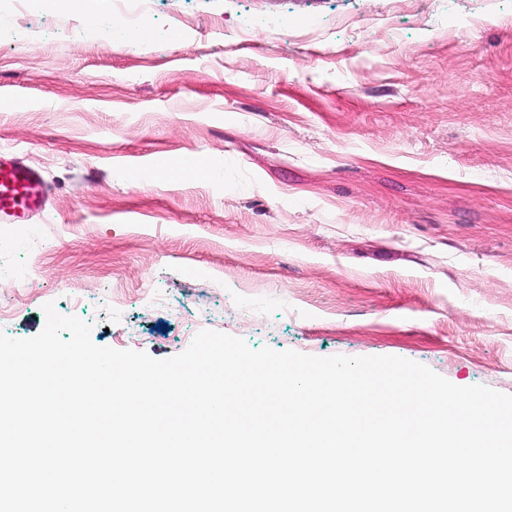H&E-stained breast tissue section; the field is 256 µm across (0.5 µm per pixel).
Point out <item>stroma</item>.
<instances>
[{"label": "stroma", "mask_w": 512, "mask_h": 512, "mask_svg": "<svg viewBox=\"0 0 512 512\" xmlns=\"http://www.w3.org/2000/svg\"><path fill=\"white\" fill-rule=\"evenodd\" d=\"M144 6L142 42L112 0L0 9V147L46 203L0 224V332L51 302L158 359L211 329L512 394V0Z\"/></svg>", "instance_id": "obj_1"}]
</instances>
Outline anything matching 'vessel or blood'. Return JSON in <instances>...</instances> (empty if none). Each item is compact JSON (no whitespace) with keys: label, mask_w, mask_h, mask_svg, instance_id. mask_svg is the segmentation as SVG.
I'll return each mask as SVG.
<instances>
[{"label":"vessel or blood","mask_w":512,"mask_h":512,"mask_svg":"<svg viewBox=\"0 0 512 512\" xmlns=\"http://www.w3.org/2000/svg\"><path fill=\"white\" fill-rule=\"evenodd\" d=\"M40 175L17 153L0 149V224H27L44 210Z\"/></svg>","instance_id":"obj_1"}]
</instances>
